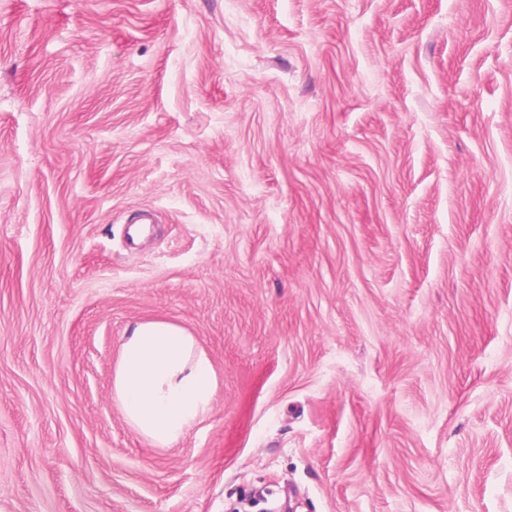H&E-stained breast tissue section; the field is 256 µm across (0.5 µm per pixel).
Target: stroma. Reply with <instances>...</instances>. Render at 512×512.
<instances>
[{
    "label": "stroma",
    "mask_w": 512,
    "mask_h": 512,
    "mask_svg": "<svg viewBox=\"0 0 512 512\" xmlns=\"http://www.w3.org/2000/svg\"><path fill=\"white\" fill-rule=\"evenodd\" d=\"M156 318L220 381L171 448L112 397ZM259 484L512 512V0H0V512Z\"/></svg>",
    "instance_id": "35a3bbf8"
}]
</instances>
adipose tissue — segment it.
Here are the masks:
<instances>
[{"label": "adipose tissue", "mask_w": 512, "mask_h": 512, "mask_svg": "<svg viewBox=\"0 0 512 512\" xmlns=\"http://www.w3.org/2000/svg\"><path fill=\"white\" fill-rule=\"evenodd\" d=\"M219 387L196 336L166 320L140 321L120 338L113 399L126 423L157 448L176 444L212 408Z\"/></svg>", "instance_id": "obj_1"}]
</instances>
